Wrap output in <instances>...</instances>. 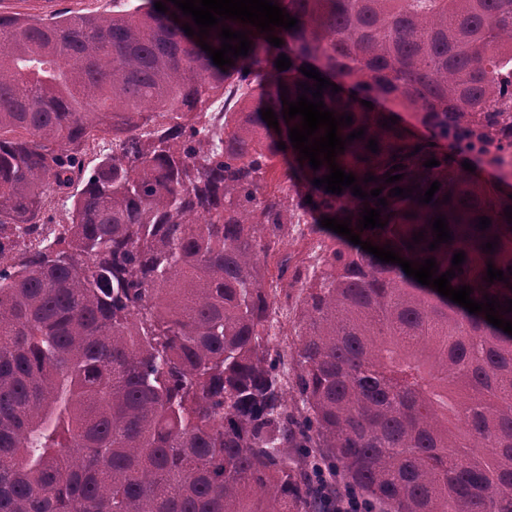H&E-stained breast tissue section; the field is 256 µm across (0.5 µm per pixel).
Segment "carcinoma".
<instances>
[{"mask_svg":"<svg viewBox=\"0 0 512 512\" xmlns=\"http://www.w3.org/2000/svg\"><path fill=\"white\" fill-rule=\"evenodd\" d=\"M155 2L0 14V512H332L338 486L377 512H512V335L320 225L349 217L362 241L440 274L462 251L452 287L512 299V0H274L297 26L274 28L275 47L223 21L251 41L223 70L185 34L191 17ZM306 65L342 88L322 98L353 118L338 135L365 128L336 163L382 189V229L357 228L377 199L316 187L329 165L298 160L301 117L283 119L279 85L296 101L315 86ZM229 86L250 92L221 133L209 110ZM408 109L457 159L383 126ZM100 134L115 149L88 169ZM279 160L311 199L264 190ZM77 183L53 238L26 243L50 193ZM297 211L329 235L320 271L285 256L271 280ZM440 215L453 240L431 251ZM489 262L508 282L485 281ZM281 297L299 319L291 378Z\"/></svg>","mask_w":512,"mask_h":512,"instance_id":"obj_1","label":"carcinoma"}]
</instances>
